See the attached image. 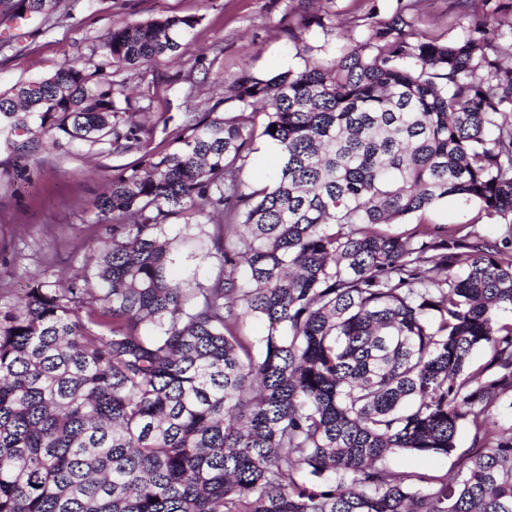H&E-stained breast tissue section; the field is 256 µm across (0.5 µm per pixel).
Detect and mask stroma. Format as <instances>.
Instances as JSON below:
<instances>
[{
  "label": "stroma",
  "mask_w": 512,
  "mask_h": 512,
  "mask_svg": "<svg viewBox=\"0 0 512 512\" xmlns=\"http://www.w3.org/2000/svg\"><path fill=\"white\" fill-rule=\"evenodd\" d=\"M389 16L397 0H78L71 18L47 28L41 17L4 24L16 48L0 58V92L21 81L54 72L71 60L92 69L91 52L100 38L127 22L166 15L195 16L199 23L176 58L126 73V92L142 109L145 150L170 148L162 118L203 112L224 96L225 77L250 69L273 76L302 67L287 31L311 15H326L327 26L302 31L312 56L336 57L349 39H361L355 20L369 7ZM477 18L459 15L453 0H424L416 29L443 41L462 39ZM133 154L99 153L83 145L47 149L16 160L0 150V275L13 294L40 278L45 263L67 273L81 266L105 231L95 221L92 201L112 181L115 169ZM24 179H16L17 170Z\"/></svg>",
  "instance_id": "stroma-1"
}]
</instances>
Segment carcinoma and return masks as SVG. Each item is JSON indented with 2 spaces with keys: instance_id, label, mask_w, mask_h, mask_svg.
Segmentation results:
<instances>
[{
  "instance_id": "cac0c4a2",
  "label": "carcinoma",
  "mask_w": 512,
  "mask_h": 512,
  "mask_svg": "<svg viewBox=\"0 0 512 512\" xmlns=\"http://www.w3.org/2000/svg\"><path fill=\"white\" fill-rule=\"evenodd\" d=\"M423 2L371 7L337 58L288 29L303 67L225 79L233 109L185 113L173 150L112 177L92 265L43 270L21 305L0 287V512H512V426H493L512 397V20L484 0L442 42L414 30ZM198 24L126 23L93 71L1 92L0 148L140 150L120 73ZM258 140L280 167L252 187ZM449 197L505 232L423 219ZM247 314L266 323L258 356ZM463 427L451 478L384 464L448 456Z\"/></svg>"
}]
</instances>
